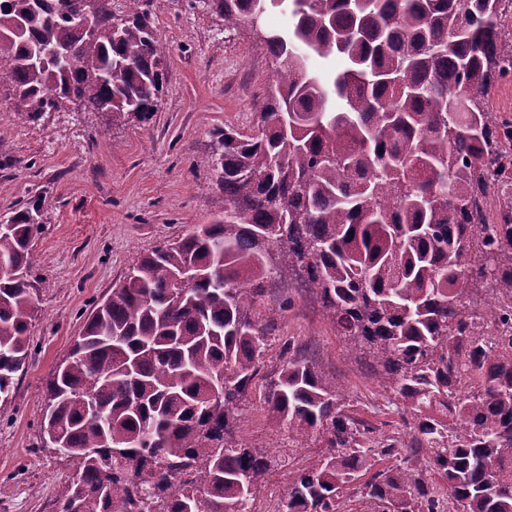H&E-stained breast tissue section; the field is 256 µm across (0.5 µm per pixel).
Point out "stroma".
Returning <instances> with one entry per match:
<instances>
[{
    "instance_id": "1",
    "label": "stroma",
    "mask_w": 512,
    "mask_h": 512,
    "mask_svg": "<svg viewBox=\"0 0 512 512\" xmlns=\"http://www.w3.org/2000/svg\"><path fill=\"white\" fill-rule=\"evenodd\" d=\"M155 34L169 51L165 92L147 122L112 123L97 112L63 109L19 120L0 78V217L33 199L43 230L33 241L40 314L30 328L29 361L11 407L0 411V512H57L75 470L42 448V398L90 312L140 254L208 224L224 212L215 184L214 129L249 131L272 66L249 28L228 29L204 0H147ZM282 287L259 298L254 313L280 316L265 338L262 377L242 406L238 435L255 447L279 446L265 486L278 491L318 448L289 450L288 432L268 421L265 380L286 341L303 346L334 377L347 409L403 432L388 392L337 333L315 294L282 273Z\"/></svg>"
}]
</instances>
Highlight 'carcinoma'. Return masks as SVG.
I'll return each instance as SVG.
<instances>
[{
	"label": "carcinoma",
	"instance_id": "1",
	"mask_svg": "<svg viewBox=\"0 0 512 512\" xmlns=\"http://www.w3.org/2000/svg\"><path fill=\"white\" fill-rule=\"evenodd\" d=\"M292 19L263 31L270 7ZM278 67L249 132H214L224 214L140 256L87 318L44 391L42 447L75 476L59 512H249L275 453L235 439L279 313L254 305L291 269L351 340L413 452L352 416L293 343L266 403L294 448L282 512H512V0H209ZM0 0V62L18 115L77 101L148 121L167 48L148 11L97 0ZM345 67L308 69L309 57ZM35 199L0 233V410L39 311ZM479 289L485 305L466 299ZM426 451L427 464L419 461ZM392 458L395 463L378 467Z\"/></svg>",
	"mask_w": 512,
	"mask_h": 512
}]
</instances>
